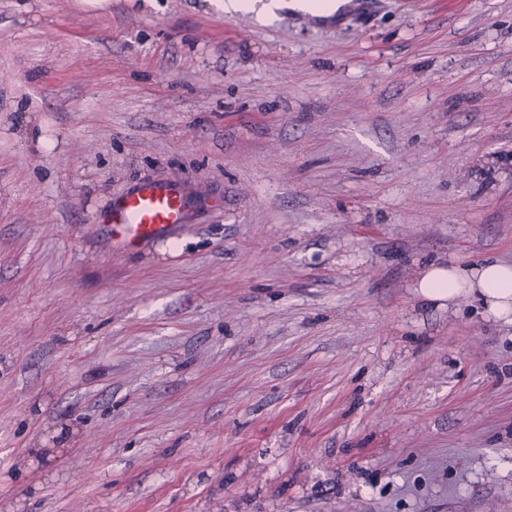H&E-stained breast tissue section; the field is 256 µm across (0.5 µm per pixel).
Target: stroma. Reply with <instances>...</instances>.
Here are the masks:
<instances>
[{
    "instance_id": "obj_1",
    "label": "stroma",
    "mask_w": 512,
    "mask_h": 512,
    "mask_svg": "<svg viewBox=\"0 0 512 512\" xmlns=\"http://www.w3.org/2000/svg\"><path fill=\"white\" fill-rule=\"evenodd\" d=\"M442 258L512 264V0H0V512H512V326ZM194 198L181 178L142 181L114 198L102 214L104 235L125 252L170 238L187 224ZM416 294L426 303L445 307L459 297L480 302L488 318L512 325V265L488 261L478 265L433 261L420 270Z\"/></svg>"
}]
</instances>
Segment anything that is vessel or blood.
I'll return each instance as SVG.
<instances>
[{"instance_id":"vessel-or-blood-1","label":"vessel or blood","mask_w":512,"mask_h":512,"mask_svg":"<svg viewBox=\"0 0 512 512\" xmlns=\"http://www.w3.org/2000/svg\"><path fill=\"white\" fill-rule=\"evenodd\" d=\"M193 203L183 179L143 181L114 198L100 222L113 247L133 252L180 231L188 221Z\"/></svg>"}]
</instances>
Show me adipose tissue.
<instances>
[{
  "label": "adipose tissue",
  "instance_id": "ef3b65f1",
  "mask_svg": "<svg viewBox=\"0 0 512 512\" xmlns=\"http://www.w3.org/2000/svg\"><path fill=\"white\" fill-rule=\"evenodd\" d=\"M417 295L426 303L445 306L459 297L480 302L493 321L512 325V265L488 261L462 266L442 261L423 267L415 282Z\"/></svg>",
  "mask_w": 512,
  "mask_h": 512
}]
</instances>
